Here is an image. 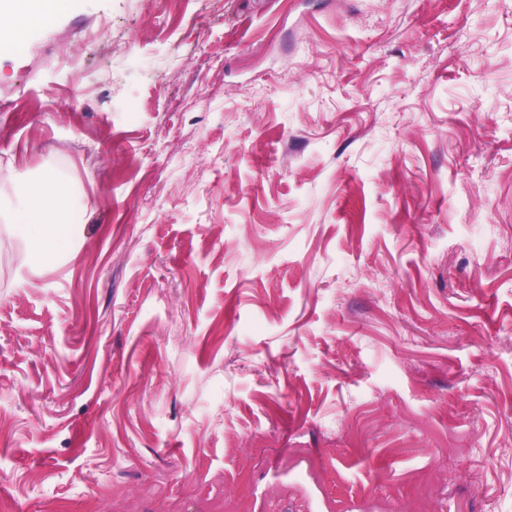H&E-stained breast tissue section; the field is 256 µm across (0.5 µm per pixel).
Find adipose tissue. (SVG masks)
Here are the masks:
<instances>
[{"mask_svg":"<svg viewBox=\"0 0 512 512\" xmlns=\"http://www.w3.org/2000/svg\"><path fill=\"white\" fill-rule=\"evenodd\" d=\"M61 0H0V38L21 42L60 9ZM70 186L50 168L16 173L10 191L0 190V223L28 245L32 265L58 254L74 234L69 222Z\"/></svg>","mask_w":512,"mask_h":512,"instance_id":"ef3b65f1","label":"adipose tissue"}]
</instances>
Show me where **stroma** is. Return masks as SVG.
I'll return each instance as SVG.
<instances>
[{
    "label": "stroma",
    "instance_id": "1",
    "mask_svg": "<svg viewBox=\"0 0 512 512\" xmlns=\"http://www.w3.org/2000/svg\"><path fill=\"white\" fill-rule=\"evenodd\" d=\"M0 512H512V0H62L0 42ZM70 186L44 167L38 176L17 172L10 191L0 190V223L28 245L29 259L39 265L74 237L69 222Z\"/></svg>",
    "mask_w": 512,
    "mask_h": 512
}]
</instances>
